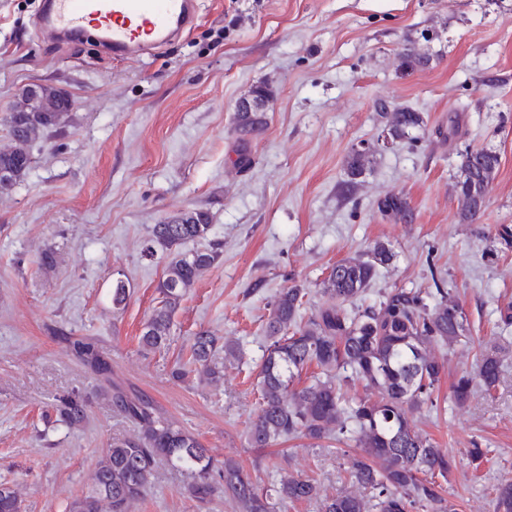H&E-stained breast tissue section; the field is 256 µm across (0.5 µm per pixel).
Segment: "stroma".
<instances>
[{
	"mask_svg": "<svg viewBox=\"0 0 512 512\" xmlns=\"http://www.w3.org/2000/svg\"><path fill=\"white\" fill-rule=\"evenodd\" d=\"M41 7L0 0V116L32 84L71 99L56 131L30 145L27 175L0 196V482L13 485L23 512H66L112 439L135 432L70 353L79 338L97 343L114 379L217 459L239 460L253 481L267 483L279 464L312 476L322 494L347 487L353 448L304 439L253 448L246 427L270 303L295 283L324 303L331 266L378 241L393 258L366 303L437 283L465 309L468 340L433 350L445 361L439 408L412 424L456 455L447 488L459 512H494L496 487L512 481V325L501 321L512 309V0H204L188 36L140 61L113 58L91 34L43 35ZM409 43L433 59L404 77L398 54ZM260 83L265 122L239 137L235 106ZM381 101L425 113L427 130L375 152L342 192L352 148L377 135ZM468 148L496 151L500 166L483 215L463 224L455 185ZM388 192L408 198L412 223L378 210ZM184 209L211 214L221 256L182 301L169 347L147 352L139 336L169 256L142 249L152 225ZM48 249L50 267L40 262ZM120 281L129 297L117 309ZM201 329L241 342L247 362L226 364L217 383L173 380L182 346ZM493 339L497 387L448 403ZM74 391L91 405L70 426L53 405ZM474 446L489 451L478 470L467 456ZM191 480L159 465L152 491L128 512H237L224 496L189 499Z\"/></svg>",
	"mask_w": 512,
	"mask_h": 512,
	"instance_id": "1",
	"label": "stroma"
}]
</instances>
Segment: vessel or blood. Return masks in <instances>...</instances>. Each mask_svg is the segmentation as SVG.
Listing matches in <instances>:
<instances>
[{
    "label": "vessel or blood",
    "mask_w": 512,
    "mask_h": 512,
    "mask_svg": "<svg viewBox=\"0 0 512 512\" xmlns=\"http://www.w3.org/2000/svg\"><path fill=\"white\" fill-rule=\"evenodd\" d=\"M199 0H44L40 29L73 37L94 30L113 57L135 61L187 36Z\"/></svg>",
    "instance_id": "obj_1"
}]
</instances>
